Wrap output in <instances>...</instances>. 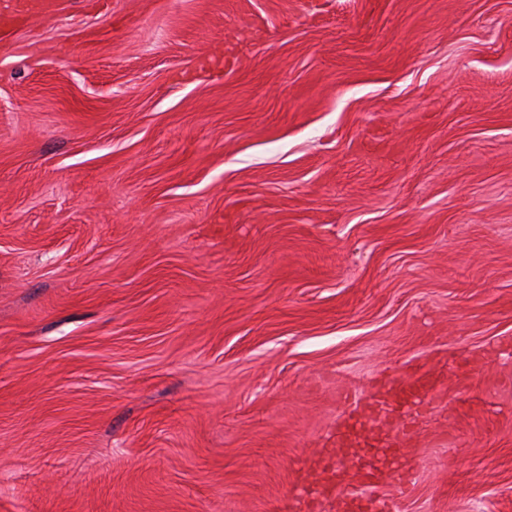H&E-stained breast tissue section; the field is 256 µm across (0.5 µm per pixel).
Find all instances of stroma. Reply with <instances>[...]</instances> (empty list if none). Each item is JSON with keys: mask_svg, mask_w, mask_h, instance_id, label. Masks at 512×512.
Returning a JSON list of instances; mask_svg holds the SVG:
<instances>
[{"mask_svg": "<svg viewBox=\"0 0 512 512\" xmlns=\"http://www.w3.org/2000/svg\"><path fill=\"white\" fill-rule=\"evenodd\" d=\"M10 12L0 512H281L411 362L401 512H512V0ZM442 375L440 370L426 365L407 366L401 373L380 380L374 386L365 414L358 418L350 416L336 427V441L352 439L357 428L388 429L386 447H392L395 456L403 459L391 470L390 483L401 490L409 483L414 461V457H406L401 451L415 435L422 415L444 396L439 387Z\"/></svg>", "mask_w": 512, "mask_h": 512, "instance_id": "35a3bbf8", "label": "stroma"}]
</instances>
